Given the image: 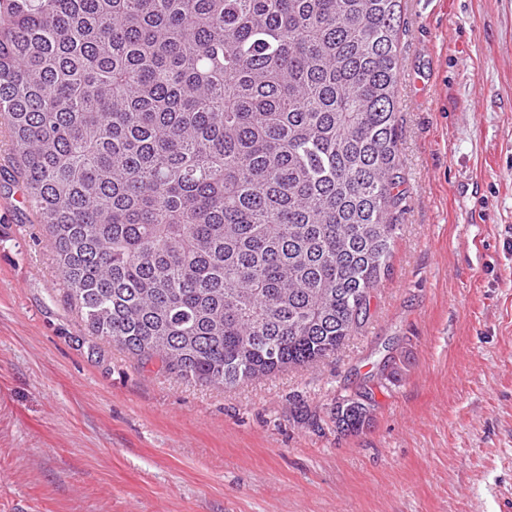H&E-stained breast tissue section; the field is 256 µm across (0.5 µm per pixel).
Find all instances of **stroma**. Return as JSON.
<instances>
[{"label":"stroma","mask_w":512,"mask_h":512,"mask_svg":"<svg viewBox=\"0 0 512 512\" xmlns=\"http://www.w3.org/2000/svg\"><path fill=\"white\" fill-rule=\"evenodd\" d=\"M398 56L400 230L364 322L226 388L92 335L0 116V512H512V0H402Z\"/></svg>","instance_id":"obj_1"}]
</instances>
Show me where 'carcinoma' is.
<instances>
[{"mask_svg":"<svg viewBox=\"0 0 512 512\" xmlns=\"http://www.w3.org/2000/svg\"><path fill=\"white\" fill-rule=\"evenodd\" d=\"M399 24L400 0H10L0 112L92 334L224 387L336 354L397 237Z\"/></svg>","mask_w":512,"mask_h":512,"instance_id":"1","label":"carcinoma"}]
</instances>
